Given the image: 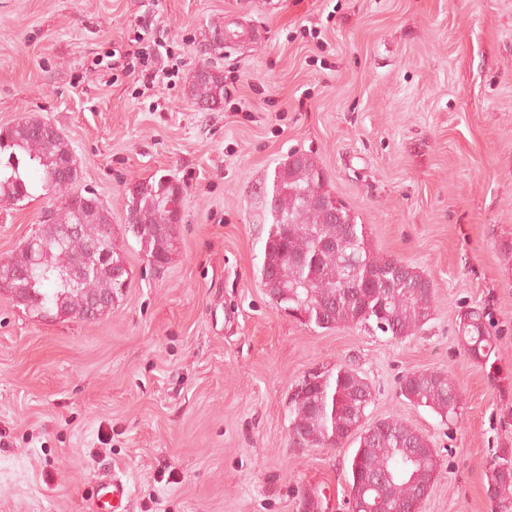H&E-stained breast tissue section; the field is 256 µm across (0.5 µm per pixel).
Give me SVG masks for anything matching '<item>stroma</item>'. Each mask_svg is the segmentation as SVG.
I'll use <instances>...</instances> for the list:
<instances>
[{"mask_svg":"<svg viewBox=\"0 0 512 512\" xmlns=\"http://www.w3.org/2000/svg\"><path fill=\"white\" fill-rule=\"evenodd\" d=\"M159 37L170 75L149 88ZM204 64L216 112L190 95ZM28 118L62 132L115 229L130 183L185 193L168 265L126 243L130 286L100 319L0 296V512H92L115 473L125 512H345L350 449L290 438L295 387L339 364L371 383V418L438 448L423 512H491L488 463L512 448V0H0V126ZM295 151L434 282L423 333L318 329L270 300L250 187ZM54 203L0 199V262ZM471 307L495 323L489 369L458 339ZM428 369L458 384L454 420L400 395ZM191 96L201 110H220L224 104V77L208 67H201L193 76Z\"/></svg>","mask_w":512,"mask_h":512,"instance_id":"obj_1","label":"stroma"}]
</instances>
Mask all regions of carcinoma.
Instances as JSON below:
<instances>
[{
  "label": "carcinoma",
  "instance_id": "obj_1",
  "mask_svg": "<svg viewBox=\"0 0 512 512\" xmlns=\"http://www.w3.org/2000/svg\"><path fill=\"white\" fill-rule=\"evenodd\" d=\"M194 103L204 111L224 104V77L195 72ZM53 125L35 120L0 128V197L20 206L40 190L56 195L51 222L34 231L35 243L0 262V276L14 277L12 301L33 316L85 317L94 300L119 296L129 287L124 239L113 232L102 201L73 200L79 169ZM271 179L252 187L260 223L268 226L261 278L281 289L277 305L302 308L306 324L319 329L364 325L394 341L424 330L431 321L435 289L422 293L423 271L377 253L365 225L338 201L331 212L320 198L331 195L315 157L293 154ZM184 187L163 175L134 182L127 190L125 233L147 258L169 263L177 209ZM99 252L90 251L92 244ZM486 315L472 310L458 326L467 355L487 362L495 337ZM401 396L415 407L451 419L461 408L456 383L443 370H420L401 378ZM373 388L356 369L340 364L317 376L302 398L292 399L291 427L305 446L341 448L355 443L348 465L349 495L378 504L382 512H420L423 488L441 474L439 453H423L426 435L398 417L368 420ZM485 495L493 512H512V448L490 460Z\"/></svg>",
  "mask_w": 512,
  "mask_h": 512
}]
</instances>
